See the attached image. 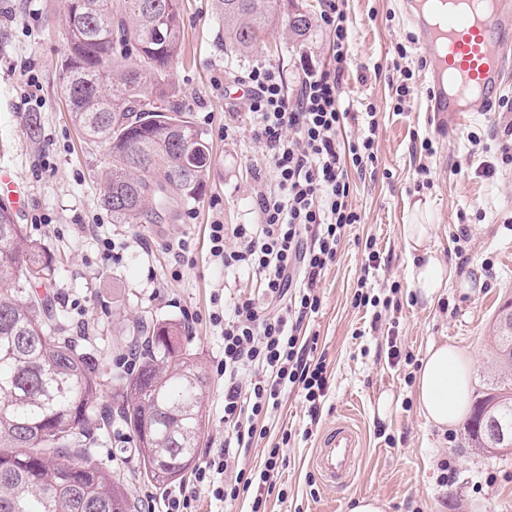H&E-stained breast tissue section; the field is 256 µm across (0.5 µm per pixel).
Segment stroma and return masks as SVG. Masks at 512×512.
<instances>
[{"label":"stroma","instance_id":"stroma-1","mask_svg":"<svg viewBox=\"0 0 512 512\" xmlns=\"http://www.w3.org/2000/svg\"><path fill=\"white\" fill-rule=\"evenodd\" d=\"M343 9L350 49L340 92L349 114L341 134L364 133L362 113L369 104L377 129L373 162L350 175L351 202L361 221L347 228L322 277L319 310L303 326L318 339L328 391L314 418L297 390L285 393L275 417L265 422L267 437L255 441L244 462L262 465L269 448L280 449L266 512H349L351 501L363 496L379 498L385 512H512V455L491 456L468 447L461 430L443 433L426 425L413 393L414 372L434 342L448 341L471 354L474 392L496 373V319L512 301V163L501 160L503 146L512 143V75L471 123L436 125L427 110L432 64L403 0H344ZM67 29L65 0H0V165L12 169L30 193L22 222L31 240L55 259L47 290L66 335L106 352L104 402L122 388L125 350L118 341L133 322L173 324L205 384L207 428L200 447H223L224 381L215 373L223 346L208 320L211 298L218 292L260 296L261 281L251 272L225 273L208 260L207 226L217 220L257 223V192L277 188L266 150L253 135L243 79L252 66L271 65L281 71L289 95H296L303 61L328 59L332 36L317 23L299 44L278 26L268 51L230 70L216 0H183V50L172 79L210 148V166L189 204L118 224L100 205L102 175L112 157L86 144L63 94ZM397 64L412 71L414 83L400 112L392 86ZM31 75L40 86L34 100L27 97ZM32 113L40 120L35 135L26 126ZM426 140L431 150H423ZM422 166L427 175H418ZM418 209L436 225L431 246L453 272L430 305L410 290L415 254L402 237L403 224ZM101 237L114 240L118 259H102ZM180 238L190 247L179 264L167 245ZM369 239L381 256L373 270L367 267ZM175 269L180 278H172ZM362 278L372 294L395 297L396 305L379 313L355 306ZM392 339L402 354L397 364L388 357ZM385 394L393 404L382 419L376 406ZM341 419L360 429L363 457L350 484L336 487L315 470L313 457L326 430ZM127 434L124 425L113 424L100 457L119 467L127 495L143 507L162 490L141 475L137 454L126 449ZM444 462L454 470L447 483L441 480Z\"/></svg>","mask_w":512,"mask_h":512}]
</instances>
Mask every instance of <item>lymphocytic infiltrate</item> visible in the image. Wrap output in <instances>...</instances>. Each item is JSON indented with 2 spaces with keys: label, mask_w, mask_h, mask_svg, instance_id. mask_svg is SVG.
<instances>
[{
  "label": "lymphocytic infiltrate",
  "mask_w": 512,
  "mask_h": 512,
  "mask_svg": "<svg viewBox=\"0 0 512 512\" xmlns=\"http://www.w3.org/2000/svg\"><path fill=\"white\" fill-rule=\"evenodd\" d=\"M320 21L333 34V61L304 64L296 96H288L274 66L252 67L247 75L253 134L267 151L277 189L257 194V223L210 225L209 255L225 271L259 273L263 293L212 299L209 320L224 345L216 364L224 378V445L203 454L191 482L170 491L164 512H198L204 493L228 505L243 490L269 485L278 449L257 472L239 467L241 454L265 437L263 421L284 390L301 392L313 414L327 392L325 361L312 357L317 341L300 340L298 332L319 309L321 275L347 227L361 220L349 201L348 170L373 159L374 138H337L346 115L340 80L349 47L343 0H324Z\"/></svg>",
  "instance_id": "f902f5d3"
}]
</instances>
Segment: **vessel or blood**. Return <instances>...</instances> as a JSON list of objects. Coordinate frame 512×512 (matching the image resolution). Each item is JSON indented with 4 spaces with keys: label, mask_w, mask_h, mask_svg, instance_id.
Instances as JSON below:
<instances>
[{
    "label": "vessel or blood",
    "mask_w": 512,
    "mask_h": 512,
    "mask_svg": "<svg viewBox=\"0 0 512 512\" xmlns=\"http://www.w3.org/2000/svg\"><path fill=\"white\" fill-rule=\"evenodd\" d=\"M426 0H405L407 20L432 61L429 111L440 122L461 121L490 99L512 70V0H439L440 15L428 20ZM29 194L15 172L0 168V207L25 214ZM362 451L359 430L337 421L317 448L313 464L330 484L350 480Z\"/></svg>",
    "instance_id": "b4317fda"
}]
</instances>
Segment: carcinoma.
I'll use <instances>...</instances> for the list:
<instances>
[{
	"label": "carcinoma",
	"mask_w": 512,
	"mask_h": 512,
	"mask_svg": "<svg viewBox=\"0 0 512 512\" xmlns=\"http://www.w3.org/2000/svg\"><path fill=\"white\" fill-rule=\"evenodd\" d=\"M67 0L65 69L72 120L89 144L112 155L101 206L136 224L198 194L209 168L206 141L176 99L169 77L181 51V0ZM297 0H219L228 64L259 50L279 24L302 43L311 16ZM52 280V261L25 225L0 209V512H134L119 475L97 444L118 413L140 460L160 485L183 478L206 429L203 383L189 350L168 343L176 328L133 327L124 339L143 350L117 406L102 402V351L63 335L54 298L33 292ZM501 372L476 401L464 440L512 451V329L498 328Z\"/></svg>",
	"instance_id": "1"
}]
</instances>
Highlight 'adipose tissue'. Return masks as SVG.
Here are the masks:
<instances>
[{
  "label": "adipose tissue",
  "mask_w": 512,
  "mask_h": 512,
  "mask_svg": "<svg viewBox=\"0 0 512 512\" xmlns=\"http://www.w3.org/2000/svg\"><path fill=\"white\" fill-rule=\"evenodd\" d=\"M434 230L431 224L402 227L407 249L416 254L410 287L421 301L429 304L450 281L447 265L428 246ZM471 364L470 354L452 343H437L427 350L415 372L414 395L428 424L449 431L462 421L473 391Z\"/></svg>",
  "instance_id": "obj_1"
}]
</instances>
